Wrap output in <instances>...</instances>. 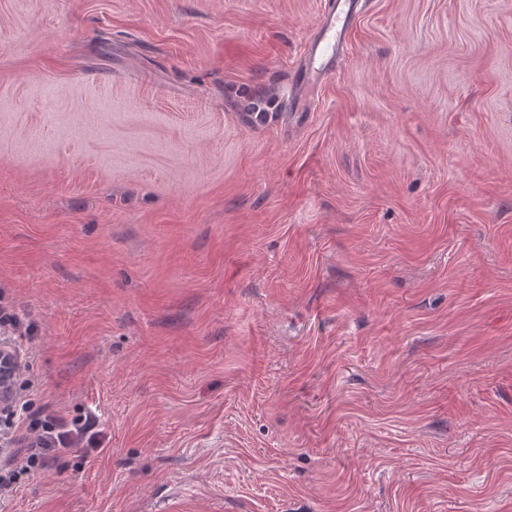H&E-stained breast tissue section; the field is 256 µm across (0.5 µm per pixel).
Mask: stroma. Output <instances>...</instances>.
Returning a JSON list of instances; mask_svg holds the SVG:
<instances>
[{
	"instance_id": "stroma-1",
	"label": "stroma",
	"mask_w": 512,
	"mask_h": 512,
	"mask_svg": "<svg viewBox=\"0 0 512 512\" xmlns=\"http://www.w3.org/2000/svg\"><path fill=\"white\" fill-rule=\"evenodd\" d=\"M0 0V512H512V0ZM356 10L355 0H338L336 7L333 6L321 19L317 37L310 48L309 59L301 70L299 84L304 90L326 73L335 56L343 50L344 33ZM0 330H7L10 333L9 339L13 341V348L19 356L18 370L14 379L15 395L12 406L8 409L5 416V426L10 432V439L25 450V453L19 459H16L13 468L8 463L0 472V491L1 496L12 491L22 475H30L41 469L44 464L45 452L50 448H70L78 442L79 434H84L86 429L76 428V433L72 429H67V425L60 420L51 419L44 424L33 422L27 423L25 414L28 400L24 399L22 385L16 388L17 382L23 378L28 365L23 363V359L28 354V344L35 334V325L25 317L20 316L13 309L0 305ZM16 365L13 353L3 343H0V403L7 401L10 397L8 378Z\"/></svg>"
}]
</instances>
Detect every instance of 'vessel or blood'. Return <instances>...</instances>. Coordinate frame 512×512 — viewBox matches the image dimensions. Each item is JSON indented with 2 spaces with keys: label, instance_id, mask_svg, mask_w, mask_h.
Listing matches in <instances>:
<instances>
[{
  "label": "vessel or blood",
  "instance_id": "1",
  "mask_svg": "<svg viewBox=\"0 0 512 512\" xmlns=\"http://www.w3.org/2000/svg\"><path fill=\"white\" fill-rule=\"evenodd\" d=\"M356 9L355 0H337L335 7L323 16L310 48L309 59L302 70L301 87H309L324 75L335 56L341 53L344 33Z\"/></svg>",
  "mask_w": 512,
  "mask_h": 512
}]
</instances>
